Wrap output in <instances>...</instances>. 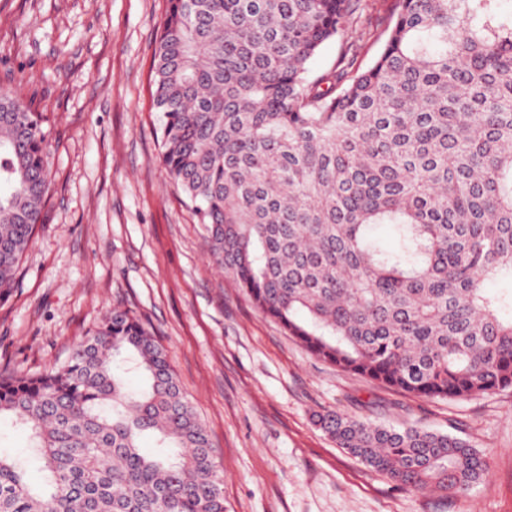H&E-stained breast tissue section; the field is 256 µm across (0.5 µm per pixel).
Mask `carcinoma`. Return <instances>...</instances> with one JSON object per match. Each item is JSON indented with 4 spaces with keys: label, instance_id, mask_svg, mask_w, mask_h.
<instances>
[{
    "label": "carcinoma",
    "instance_id": "obj_1",
    "mask_svg": "<svg viewBox=\"0 0 512 512\" xmlns=\"http://www.w3.org/2000/svg\"><path fill=\"white\" fill-rule=\"evenodd\" d=\"M503 2L394 0L370 67L351 42L314 78L311 60L362 23L368 0H168L154 49L161 161L224 277L318 359L422 399L512 387V296L485 288L512 279ZM50 137L0 91V303L43 223ZM6 418L28 435L18 454L0 451V512H226L208 430L128 311L65 362L1 378ZM316 424L409 490L466 495L489 473L450 433L338 411Z\"/></svg>",
    "mask_w": 512,
    "mask_h": 512
}]
</instances>
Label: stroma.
<instances>
[{"mask_svg":"<svg viewBox=\"0 0 512 512\" xmlns=\"http://www.w3.org/2000/svg\"><path fill=\"white\" fill-rule=\"evenodd\" d=\"M390 0H370L310 63L332 69L358 43L381 51ZM167 0H8L0 89L52 132L44 222L0 305V374L64 362L116 308L159 336L224 472L226 512H512V389L422 400L313 357L224 277L159 159L149 69ZM337 410L466 440L490 465L469 495L414 492L337 447L313 420Z\"/></svg>","mask_w":512,"mask_h":512,"instance_id":"1","label":"stroma"}]
</instances>
